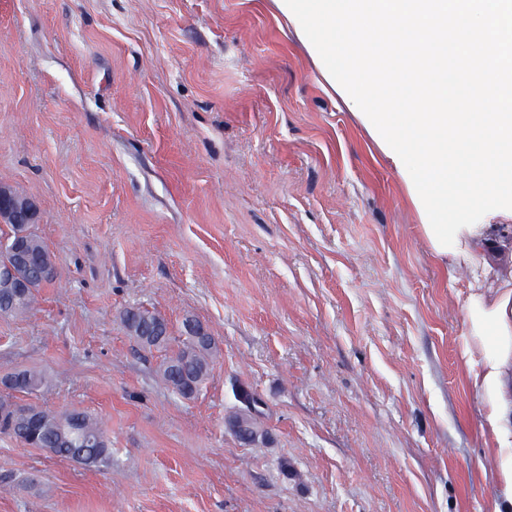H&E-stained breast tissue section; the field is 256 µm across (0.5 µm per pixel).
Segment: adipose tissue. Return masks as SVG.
<instances>
[{
  "mask_svg": "<svg viewBox=\"0 0 512 512\" xmlns=\"http://www.w3.org/2000/svg\"><path fill=\"white\" fill-rule=\"evenodd\" d=\"M512 226L481 224L461 230L458 250L468 260L467 335L461 355L482 400V429L499 492L490 512H512V284L487 287L490 254L512 258Z\"/></svg>",
  "mask_w": 512,
  "mask_h": 512,
  "instance_id": "adipose-tissue-1",
  "label": "adipose tissue"
}]
</instances>
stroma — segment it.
Instances as JSON below:
<instances>
[{"mask_svg": "<svg viewBox=\"0 0 512 512\" xmlns=\"http://www.w3.org/2000/svg\"><path fill=\"white\" fill-rule=\"evenodd\" d=\"M357 112L273 0H0V184L59 270L0 316V377L45 372L18 403L112 449L0 434V512H486L467 263L434 259ZM129 307L206 325L195 397ZM244 412L267 440L234 437ZM50 418L39 422L41 415L32 414L33 423L21 418L10 428L0 422V433L7 434L21 443L27 441L38 449L55 448L54 457L75 461L88 467H112V449L105 439L98 422L84 411H48ZM77 449L83 460H75L72 452Z\"/></svg>", "mask_w": 512, "mask_h": 512, "instance_id": "1", "label": "stroma"}]
</instances>
